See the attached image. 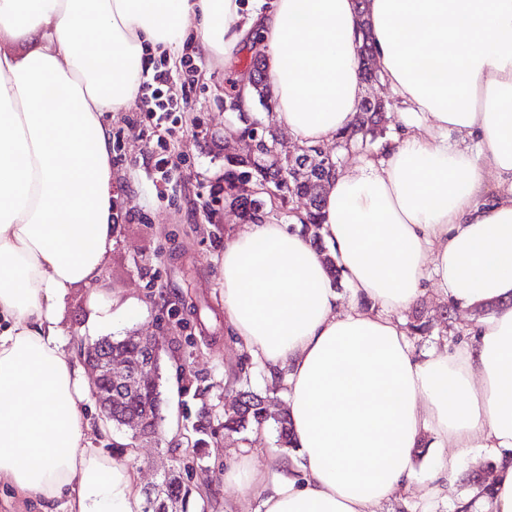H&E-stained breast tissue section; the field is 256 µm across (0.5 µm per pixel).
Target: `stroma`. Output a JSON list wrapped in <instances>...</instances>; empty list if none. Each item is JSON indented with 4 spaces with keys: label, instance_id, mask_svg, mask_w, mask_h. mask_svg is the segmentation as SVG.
I'll return each mask as SVG.
<instances>
[{
    "label": "stroma",
    "instance_id": "stroma-1",
    "mask_svg": "<svg viewBox=\"0 0 512 512\" xmlns=\"http://www.w3.org/2000/svg\"><path fill=\"white\" fill-rule=\"evenodd\" d=\"M195 69L172 66L167 96L183 101L181 131L169 139L171 153L186 160L174 186L157 182L154 144L138 109L113 113L112 194L118 225L103 261L100 300L113 314L106 333L120 339L139 333L165 337L161 391L165 432L161 443L132 441L128 429L98 425L96 447L131 456L142 484L159 482L165 469L193 459L195 428L207 424L206 445L192 478L187 512H224L239 496L224 480L232 452L250 445L256 466L275 447L271 429L224 433V408L235 394L228 374L243 361L224 328L222 258L226 233L238 227L237 213L224 204V155L241 152L238 122L224 110L227 69L198 54ZM93 313L90 291L75 288L61 311L68 353L82 360L95 337L87 328Z\"/></svg>",
    "mask_w": 512,
    "mask_h": 512
}]
</instances>
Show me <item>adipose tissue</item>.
Wrapping results in <instances>:
<instances>
[{
	"instance_id": "ef3b65f1",
	"label": "adipose tissue",
	"mask_w": 512,
	"mask_h": 512,
	"mask_svg": "<svg viewBox=\"0 0 512 512\" xmlns=\"http://www.w3.org/2000/svg\"><path fill=\"white\" fill-rule=\"evenodd\" d=\"M378 73L401 105L386 147L330 180L324 240L300 223L224 242L228 335L288 392L296 455L225 472L257 512H380L421 481L422 444L512 449V0H367ZM355 0H0V484L61 512H139L127 461L96 448L90 388L60 310L111 251L112 135L145 49L265 57L276 128L301 145L352 126L365 96ZM434 292L498 310L451 352L417 353L394 313ZM240 501L225 512H245Z\"/></svg>"
}]
</instances>
